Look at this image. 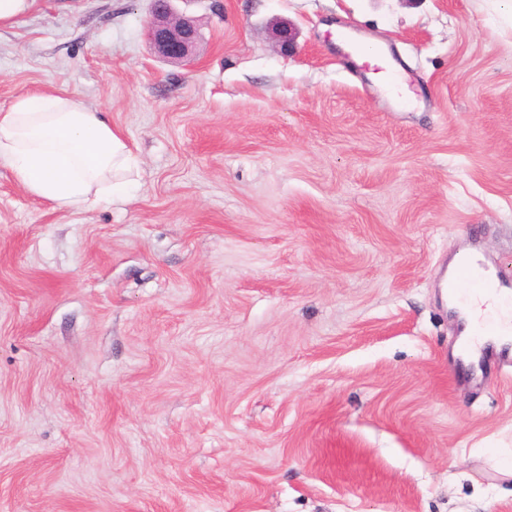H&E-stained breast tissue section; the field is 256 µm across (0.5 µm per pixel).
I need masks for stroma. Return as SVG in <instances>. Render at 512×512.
I'll list each match as a JSON object with an SVG mask.
<instances>
[{
  "mask_svg": "<svg viewBox=\"0 0 512 512\" xmlns=\"http://www.w3.org/2000/svg\"><path fill=\"white\" fill-rule=\"evenodd\" d=\"M174 7L189 66L152 0L0 27V107L67 90L140 160L75 214L0 167V512H512V364L441 288L512 281V0ZM172 1L155 0L148 38L161 57L190 61L200 38L198 20L177 12L170 3Z\"/></svg>",
  "mask_w": 512,
  "mask_h": 512,
  "instance_id": "stroma-1",
  "label": "stroma"
}]
</instances>
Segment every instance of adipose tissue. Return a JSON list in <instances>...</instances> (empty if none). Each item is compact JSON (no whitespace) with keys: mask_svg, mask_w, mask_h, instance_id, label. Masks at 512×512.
Masks as SVG:
<instances>
[{"mask_svg":"<svg viewBox=\"0 0 512 512\" xmlns=\"http://www.w3.org/2000/svg\"><path fill=\"white\" fill-rule=\"evenodd\" d=\"M134 163L130 144L107 113L67 91H33L0 108V166L55 210L77 213L124 199ZM509 295L512 290L502 289L500 297ZM500 297L479 295L463 302L449 290L448 307L464 325L463 344L471 343L476 324L490 316L503 328L482 336L481 344L512 343V315L500 307Z\"/></svg>","mask_w":512,"mask_h":512,"instance_id":"adipose-tissue-1","label":"adipose tissue"}]
</instances>
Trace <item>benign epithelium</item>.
<instances>
[{"label":"benign epithelium","mask_w":512,"mask_h":512,"mask_svg":"<svg viewBox=\"0 0 512 512\" xmlns=\"http://www.w3.org/2000/svg\"><path fill=\"white\" fill-rule=\"evenodd\" d=\"M171 2L155 0L148 25V38L161 57L190 61L200 38L198 20L177 12Z\"/></svg>","instance_id":"obj_1"}]
</instances>
